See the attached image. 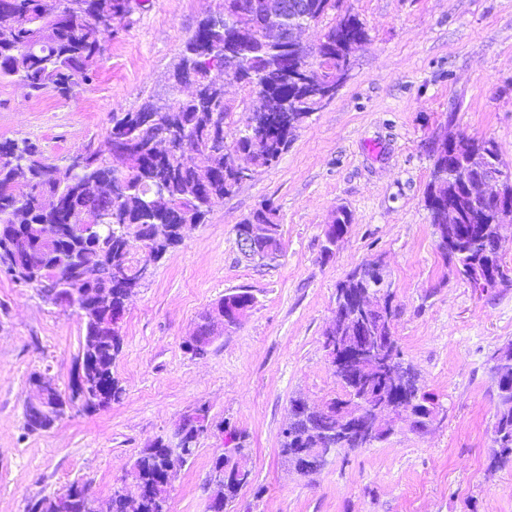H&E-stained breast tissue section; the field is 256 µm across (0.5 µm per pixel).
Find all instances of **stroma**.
I'll return each mask as SVG.
<instances>
[{"label":"stroma","mask_w":512,"mask_h":512,"mask_svg":"<svg viewBox=\"0 0 512 512\" xmlns=\"http://www.w3.org/2000/svg\"><path fill=\"white\" fill-rule=\"evenodd\" d=\"M222 0H131L105 39L96 74L74 97L28 95L0 83V140L30 139L65 166L103 140L114 112L164 93L169 70L199 20ZM369 41L351 58L335 98L296 130L277 163L257 170L204 223L153 264L122 323L114 374L120 402L72 412L51 429H24L29 377L66 388L83 322L0 272V512L85 483L106 503L143 448L198 405L241 432L251 482L226 512H512V462L492 467L495 384L489 358L512 339V282L480 292L444 261L424 207L432 142L445 129L498 142L512 163V0H342ZM272 204L282 250L251 262L235 227ZM351 223L325 254L338 208ZM382 263L392 325L405 362L434 394L425 432L399 421L384 441L336 457L303 477L278 448L290 401L342 397L323 347L336 288L354 269ZM249 291L247 318L206 356L182 342L197 315ZM223 442L200 437L170 491V512H207L206 476Z\"/></svg>","instance_id":"stroma-1"}]
</instances>
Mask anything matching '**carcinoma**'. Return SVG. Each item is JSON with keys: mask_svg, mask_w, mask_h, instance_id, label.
<instances>
[{"mask_svg": "<svg viewBox=\"0 0 512 512\" xmlns=\"http://www.w3.org/2000/svg\"><path fill=\"white\" fill-rule=\"evenodd\" d=\"M273 2L276 9L263 13L237 9L240 0H224L222 19L201 20L169 72L167 97L151 96L135 112L112 114L104 139L86 150L98 159L96 165H49L40 147L28 139L0 141V267L13 281L40 287L46 303L67 286L81 302L90 301L96 291L110 290L112 305L123 306L139 286L138 268L158 262L178 246L184 228L203 223L212 206L239 185L234 168L254 171L280 158L303 119L320 110L322 87L340 86L338 75L351 66L353 51L368 41V33L359 17L347 11L334 19L313 50L304 53L271 39V33L319 23L336 9V0ZM129 12L130 0H0V82L19 83L35 95L52 91L70 98L103 53L105 35L114 32V23ZM216 65L224 70L223 83L211 76ZM230 81L246 91L242 111L259 115L258 125L232 129L226 123L237 111L224 102V87ZM170 134L181 135L200 149L229 135L233 150L205 155L202 172L184 169L176 159L156 154L155 140ZM113 135L132 151L131 162L118 173L103 159ZM492 157H502L494 139L461 140L459 149L448 148L445 155L433 157L424 196L433 225L441 207L458 208V226L448 233V243L440 242L438 248L474 288L478 283L470 278V269L503 267L494 252L499 226L491 205L470 196L454 163ZM95 177L119 183L121 194L106 199L78 191L81 183ZM158 193L166 199L160 206L152 203ZM83 214L90 215L93 224L87 235L75 226ZM243 223L272 225L276 248H282L281 224L272 205L255 209ZM39 224L69 228L61 239L47 242ZM84 269L97 272L94 284L77 280ZM93 338L91 388L82 395L71 387L56 390L59 421L72 411L105 408L124 394L113 373L122 349L121 332L110 334L87 320L81 352ZM432 400L416 370H411L405 403L422 409ZM495 421L493 455L503 462L512 455V380L496 381ZM321 426L333 427L332 419L308 413L294 430L313 433ZM168 465L160 438L132 464L133 478L147 491L142 512H168L170 488L163 486ZM244 487L241 480L225 483L224 501L216 512H224Z\"/></svg>", "mask_w": 512, "mask_h": 512, "instance_id": "cac0c4a2", "label": "carcinoma"}]
</instances>
